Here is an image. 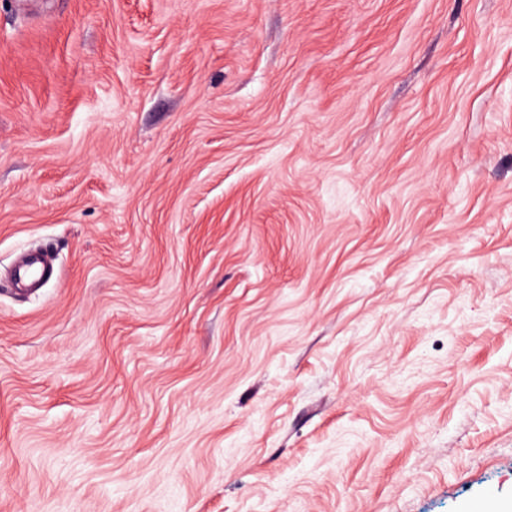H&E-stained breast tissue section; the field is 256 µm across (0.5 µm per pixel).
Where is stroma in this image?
<instances>
[{"label":"stroma","mask_w":512,"mask_h":512,"mask_svg":"<svg viewBox=\"0 0 512 512\" xmlns=\"http://www.w3.org/2000/svg\"><path fill=\"white\" fill-rule=\"evenodd\" d=\"M484 495L512 0H0V512Z\"/></svg>","instance_id":"obj_1"}]
</instances>
